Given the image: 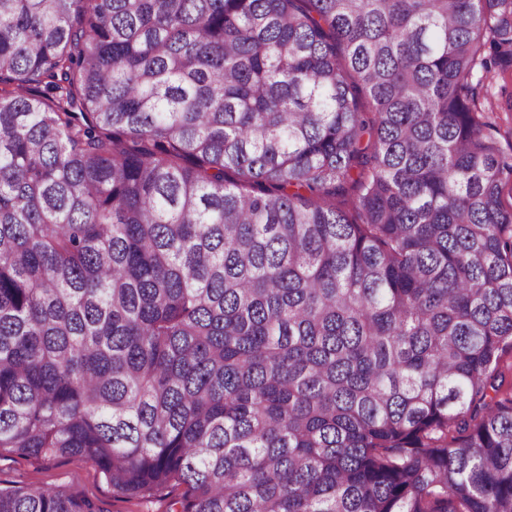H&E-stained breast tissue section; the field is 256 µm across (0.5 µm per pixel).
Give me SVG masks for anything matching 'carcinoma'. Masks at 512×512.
Returning a JSON list of instances; mask_svg holds the SVG:
<instances>
[{"label": "carcinoma", "mask_w": 512, "mask_h": 512, "mask_svg": "<svg viewBox=\"0 0 512 512\" xmlns=\"http://www.w3.org/2000/svg\"><path fill=\"white\" fill-rule=\"evenodd\" d=\"M497 64L512 0H0V449L179 512H512ZM471 86L474 98L483 109L492 105L496 110L489 114L496 125L492 133L501 152L512 156V112L506 111L512 92V68L496 67L488 74L478 70Z\"/></svg>", "instance_id": "cac0c4a2"}]
</instances>
